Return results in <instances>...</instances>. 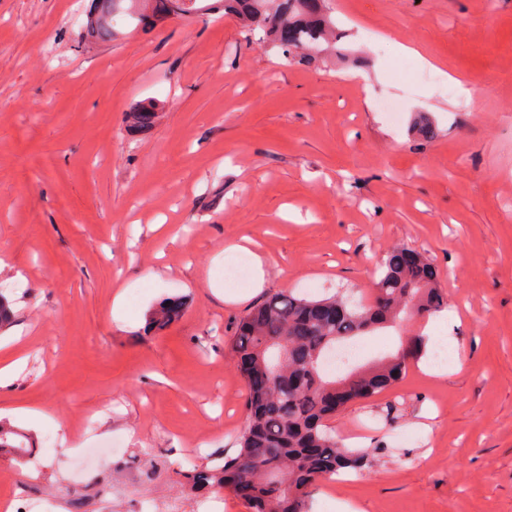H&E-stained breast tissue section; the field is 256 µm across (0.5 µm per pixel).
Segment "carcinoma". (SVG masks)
Returning a JSON list of instances; mask_svg holds the SVG:
<instances>
[{"label":"carcinoma","mask_w":512,"mask_h":512,"mask_svg":"<svg viewBox=\"0 0 512 512\" xmlns=\"http://www.w3.org/2000/svg\"><path fill=\"white\" fill-rule=\"evenodd\" d=\"M110 15L90 16L88 24L106 38L113 19L128 17L150 29L174 17L234 15L277 47L291 64L305 51L336 50V25L323 12L324 0H96ZM164 103L147 99L127 113L132 127H148ZM410 248L396 244L385 255L374 282L372 302L362 306L344 295L307 300L277 292L239 321L231 343L247 385V422L231 455L201 468L179 471L196 488L240 494L247 484L251 512H307L309 489L342 469L369 463L361 450L345 447L326 425V401L341 389L366 400L392 388L419 352V339L406 337L399 350L354 365L339 377L322 368L326 351L376 330L407 326L439 312L447 300L437 287L430 262L421 254L407 261ZM180 315L176 302L150 315L163 330Z\"/></svg>","instance_id":"cac0c4a2"}]
</instances>
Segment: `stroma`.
<instances>
[{"label": "stroma", "instance_id": "35a3bbf8", "mask_svg": "<svg viewBox=\"0 0 512 512\" xmlns=\"http://www.w3.org/2000/svg\"><path fill=\"white\" fill-rule=\"evenodd\" d=\"M90 3L0 0V299L25 358L0 390V499L19 496L15 478L47 495L105 477L104 512L173 496L249 512L177 476L244 429L238 322L280 291L370 302L402 244L435 267L463 365L410 364L337 413L370 465L317 482L308 510L512 512V0H326L349 58L291 66L233 17L125 21L92 50ZM452 78L474 97L443 91ZM147 98L165 112L130 130ZM245 239L264 286L228 301L211 284L246 287L248 256L228 252ZM171 300L180 317L147 329ZM88 412L94 428L74 430ZM80 447L99 454L78 473Z\"/></svg>", "mask_w": 512, "mask_h": 512}]
</instances>
